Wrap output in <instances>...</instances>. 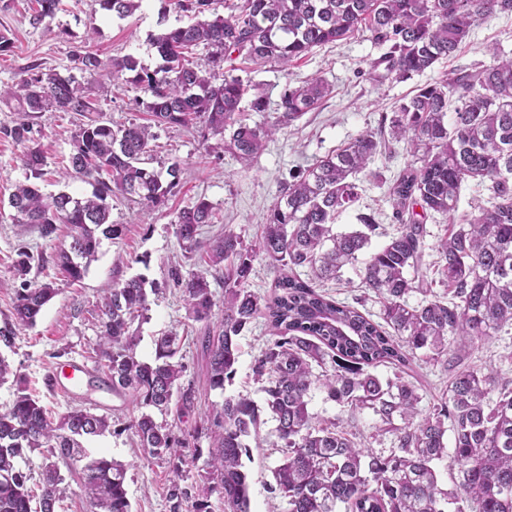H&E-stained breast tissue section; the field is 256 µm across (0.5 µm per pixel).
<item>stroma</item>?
<instances>
[{
  "label": "stroma",
  "mask_w": 512,
  "mask_h": 512,
  "mask_svg": "<svg viewBox=\"0 0 512 512\" xmlns=\"http://www.w3.org/2000/svg\"><path fill=\"white\" fill-rule=\"evenodd\" d=\"M27 2L0 0V30H8L14 40L12 51L0 55V87L16 83L23 69L35 63L45 71L76 74L84 96L103 119L147 122L143 106L146 96L141 90L117 80L108 68L92 76L77 73L75 55L88 47L106 61L131 54L145 67L155 68L157 57L148 44L150 34L158 31L159 19L179 25L186 23V16L170 0H142L140 8L122 20L101 10L98 0H62V11L35 28L28 22ZM495 46L504 55H512V15L479 21L455 58L403 83H379L372 78L369 63L378 51L361 35L316 48L305 61L286 72L271 65H245L242 78L264 90L273 103L278 102L285 83L315 77L327 82L331 93L319 108L277 132L247 168L225 149L223 136L202 135L197 127L155 128L156 147L150 166L163 171L171 163H179V186L164 206L153 210L122 194H113L109 220L118 232L102 239L96 260L84 279L74 284L64 281L56 266L58 251L69 243L65 231L44 238L37 226L14 220L9 196L16 184L25 181L27 171L20 161L22 146L0 138V331L9 336L8 341L0 340V355L8 359L17 380H23L29 392L39 397L52 414L75 406L93 407L92 396L65 398L53 393L45 384V376L56 361L67 356H80L91 365H98L100 299L115 283L135 276L145 279L150 309L146 319L135 324L136 354L141 360L153 361L156 339L176 333L181 338L179 357L185 366L182 383L191 387L194 394L190 407L156 414L155 419L182 443V452L191 461L186 486L207 489V512H224L219 478L204 476L214 444L212 421L222 411L225 399L242 394L261 400L252 365L266 348L270 335L264 318H257L237 339L239 360L234 379L223 388L210 387L208 357L198 342L205 325L190 317L182 292L171 279L172 267H179L184 274L201 268L198 259L188 260L182 255L175 234L179 212L198 198H205L213 206L214 217L212 224L204 226L203 239L216 238L230 229L244 243H252L285 179L303 172L316 158L361 131L377 130L382 118L391 116L397 102L416 86L454 69L492 65L491 49ZM83 121V116L72 112L49 110L33 115L32 135L46 160V173L39 181L45 195L91 194L92 186L84 179H62L57 175L58 168L68 162L72 136ZM413 162L401 142L393 144L390 153L376 157L359 174L360 200L337 218L336 231L360 228L359 217L364 214L373 217L377 226L371 236L372 247L388 241L395 229L390 182ZM485 197L481 188L469 183L461 191L456 216L428 214V244H435L446 228L460 223L462 216L477 213ZM22 248L35 256L23 279L15 276L13 269ZM24 281L33 285L51 281L57 288L56 296L31 327L16 323L13 317L14 290ZM320 287L341 301L361 300L362 311L375 316L381 313L380 300L361 284L360 267H347L341 281H324ZM509 353L512 354V332H502L480 342L466 362L477 368H494L500 377L512 380V364L504 360ZM406 377L419 388L421 409L440 402L447 393L449 375L439 366L417 359L407 369ZM142 412L131 396L113 397L111 407L105 411L109 429L102 435L85 438L83 446L90 455L128 464L126 489L132 512H169L167 488L177 460L168 455L152 457L141 448L131 423ZM280 460L276 448H250L244 460L250 483L249 512H282L280 499L267 489Z\"/></svg>",
  "instance_id": "stroma-1"
}]
</instances>
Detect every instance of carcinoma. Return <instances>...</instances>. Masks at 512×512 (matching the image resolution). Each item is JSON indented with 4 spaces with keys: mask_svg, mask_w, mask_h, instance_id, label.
<instances>
[{
    "mask_svg": "<svg viewBox=\"0 0 512 512\" xmlns=\"http://www.w3.org/2000/svg\"><path fill=\"white\" fill-rule=\"evenodd\" d=\"M101 8L122 19L141 0H99ZM60 0H30V24L52 18ZM189 23L166 25L149 36L159 63L150 70L128 54L110 61L113 74L140 87L149 97L146 111L153 125L189 127L203 122L224 137V146L249 166L266 142L330 94L320 78L288 86L280 95L274 121L246 123L242 101L252 86L234 74L235 62L274 63L286 71L316 47L364 34L383 49L372 63L379 81L402 83L456 56L472 27L499 14H512V0H174ZM229 10L220 14L219 6ZM208 50V68L192 52ZM495 62L482 69H459L419 85L400 99L389 122L377 132L365 130L319 158L281 186L260 237L247 246L231 230L204 243L201 231L212 223L213 207L204 198L178 216L176 237L185 256L205 252L206 265L222 273L224 310L211 330L213 292L204 272L188 277L179 269L172 279L182 288L190 317L205 323L202 346L208 355L210 387L232 380L238 361L237 338L259 317L273 340L252 367L262 382L263 403L239 396L224 400L214 417L217 427L208 468L220 476L224 512H249V480L242 461L245 438L259 434L261 415L276 421L275 446L283 458L273 471L269 491L283 512H512V382L501 381L457 361L448 380V399L420 415L418 388L404 370L418 357L448 368V347L475 343L512 327V57L493 52ZM77 69L96 73L104 62L85 49ZM0 98L17 102L19 117L0 134L25 146L22 164L30 179L15 186L10 205L20 224H35L41 236L70 228L71 242L57 254V266L71 282L81 280L95 260L101 237L117 234L108 223L109 202L118 191L154 209L164 205L180 182V167L162 172L148 167L151 127L90 119L73 137L70 164L90 180L91 195L46 197L37 179L44 175V155L31 141L29 117L55 110L84 114L93 107L81 83L70 74L43 72L36 66ZM404 142L418 165L402 169L391 181L393 218L398 227L370 254L362 270L365 287L383 302L378 323L351 304L318 292L314 280H339L369 245L367 231H334L336 219L360 198L357 175L375 157ZM487 192L479 213L457 225L433 246L440 263L439 284L416 281L426 249L424 220L431 212L453 214L469 182ZM261 258L279 271L273 295L247 288L253 262ZM305 269L311 278H301ZM414 292L422 294L416 304ZM53 283H21L13 315L34 324L56 295ZM98 351L112 379V392L131 393L138 403L168 411L174 402H192L182 387L184 366L177 358L179 337L158 338L153 362L137 358L133 329L145 318L149 302L145 281L117 282L99 306ZM394 369L382 379L371 372ZM321 373L314 374L313 367ZM348 409L377 416L376 435L394 436L388 454L363 448L354 424L317 421L309 411L310 392ZM108 418L71 407L53 417L39 399L17 384L12 403L0 411V512H54L65 478L55 458L82 463V491L92 512H131L127 465L105 456L86 459L81 439L104 433ZM151 456L182 457L179 442L148 413L131 424ZM453 432V451L447 432ZM44 450L41 494H32L30 477L18 468L27 453ZM453 458L458 475L452 488H441L436 464ZM183 468L170 479V512H203L202 504L181 485Z\"/></svg>",
    "mask_w": 512,
    "mask_h": 512,
    "instance_id": "cac0c4a2",
    "label": "carcinoma"
}]
</instances>
